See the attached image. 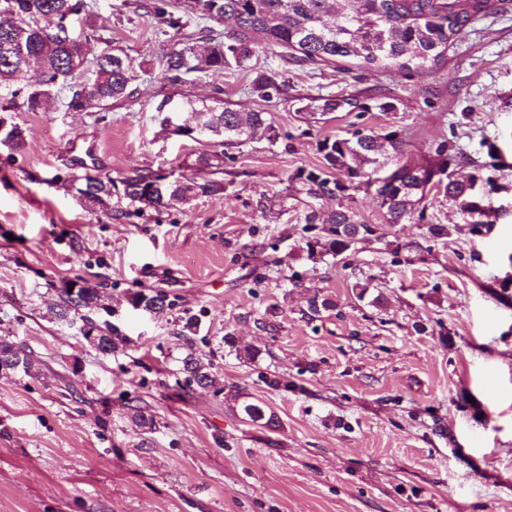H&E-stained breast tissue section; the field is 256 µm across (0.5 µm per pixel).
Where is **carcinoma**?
I'll use <instances>...</instances> for the list:
<instances>
[{"instance_id": "1", "label": "carcinoma", "mask_w": 512, "mask_h": 512, "mask_svg": "<svg viewBox=\"0 0 512 512\" xmlns=\"http://www.w3.org/2000/svg\"><path fill=\"white\" fill-rule=\"evenodd\" d=\"M512 0H180V11L168 10V0H149L147 12L166 27L181 32L190 21L221 22L233 18L236 28L223 34L205 26L186 42L176 40L160 47L155 62L158 76L165 85L177 89L191 78L210 71H228L244 66L257 48H278L281 52L313 65L353 63L367 69L411 73H434L443 64L448 47L475 20L507 10ZM12 15L16 26L33 30V37L21 55L13 50L9 31L0 27V88H13L11 97L23 95L29 112L44 108L55 87L68 79L74 67L85 64L83 46L96 38V31L85 25L71 38L60 33L56 21L82 11V0H0V12ZM133 75L126 56L118 51L98 56L92 81L72 91L67 107L82 111L91 105L107 108L112 101L134 95ZM251 91L265 100L287 93L279 72L267 69L258 73ZM178 107L191 113L194 130L208 129L201 144L206 150L196 159L199 170L220 172L223 147L242 145L258 131L274 128L266 113L237 112L228 107L218 109L206 104L195 106L182 101ZM362 112L368 106L355 97L306 99L299 112ZM24 142L23 131L16 124L0 118V143L15 149ZM405 140L403 130L392 125L375 132L356 129L348 137L325 139L320 143L324 166L298 171L293 181L313 195L346 197V192L362 184L372 185L373 176L382 174L375 186V197L385 223L405 224L416 218L424 221L428 197L435 193L448 198L459 215L460 223L425 224L422 237L436 243L451 234V229L466 228L481 233L492 219H512V209L489 205L495 188L477 173L456 178L449 168L458 162V152L451 143H439L438 160L425 165L400 163ZM343 169L347 182L335 180L331 170ZM71 185L85 208L101 209L123 216L121 202L134 206L150 201L156 211L169 210L197 196L215 195L226 190L224 182L173 177L161 171L138 172L119 181L110 176L74 175ZM324 239L306 243L310 255L332 257L350 254L355 245L375 235L376 228L363 224L348 206H339L322 220ZM142 311L159 317L172 309L173 303L161 290L129 295ZM61 302L54 311L59 321L78 317L91 327L98 338L96 350L108 355L124 343L117 328L98 324L89 314L101 308L100 286L81 282L80 291L71 296L61 291ZM0 357L12 360L29 375L36 370L32 354L25 348L0 339ZM186 381L200 388L215 385L211 367L194 353L181 360ZM233 399L251 422L270 431L280 426L274 411L237 392Z\"/></svg>"}]
</instances>
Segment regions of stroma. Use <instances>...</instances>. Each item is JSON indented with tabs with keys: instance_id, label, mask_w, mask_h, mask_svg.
I'll return each instance as SVG.
<instances>
[{
	"instance_id": "stroma-1",
	"label": "stroma",
	"mask_w": 512,
	"mask_h": 512,
	"mask_svg": "<svg viewBox=\"0 0 512 512\" xmlns=\"http://www.w3.org/2000/svg\"><path fill=\"white\" fill-rule=\"evenodd\" d=\"M145 0H85L97 31L87 60L119 49L138 88L109 109H67L58 86L25 111L0 108L25 143L0 144V338L31 350L36 372L0 377V512H512V222L432 246L419 224L386 227L368 188L349 200L378 236L346 258H310L305 217L335 210L293 176L321 167L319 143L396 124L404 158L424 163L442 140L457 174L480 165L512 204V11L472 23L436 74L339 63L315 67L256 51L246 67L197 77L191 98L265 111L275 139L224 150L226 192L123 217L84 209L71 174L120 179L159 169L198 177V143L163 127L156 107L162 40ZM278 69L288 94L251 93ZM399 99L395 112L310 114L296 97ZM400 243L392 254L391 243ZM372 279L383 308L358 300ZM100 285L125 343L103 355L80 323L56 320L59 287ZM161 290L162 317L126 298ZM335 302L313 315L308 299ZM194 333L183 334L188 317ZM233 344H225V337ZM260 349L254 363L239 348ZM211 363L217 385L187 386L180 360ZM285 388L273 390L266 377ZM239 391L280 427L243 419ZM155 424L135 427L132 406Z\"/></svg>"
}]
</instances>
